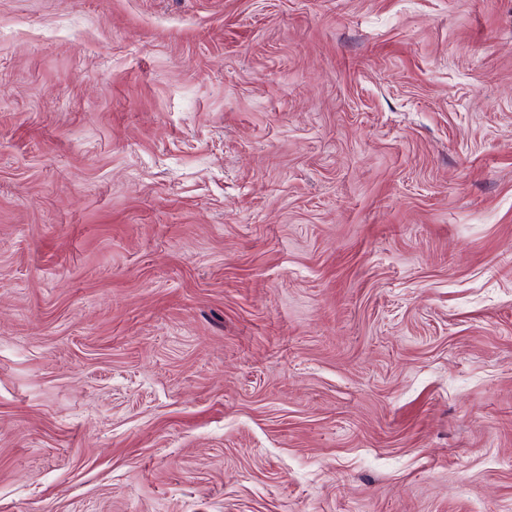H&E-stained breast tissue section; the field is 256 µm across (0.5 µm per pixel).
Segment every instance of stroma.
<instances>
[{"label": "stroma", "instance_id": "35a3bbf8", "mask_svg": "<svg viewBox=\"0 0 512 512\" xmlns=\"http://www.w3.org/2000/svg\"><path fill=\"white\" fill-rule=\"evenodd\" d=\"M0 512H512V0H0Z\"/></svg>", "mask_w": 512, "mask_h": 512}]
</instances>
